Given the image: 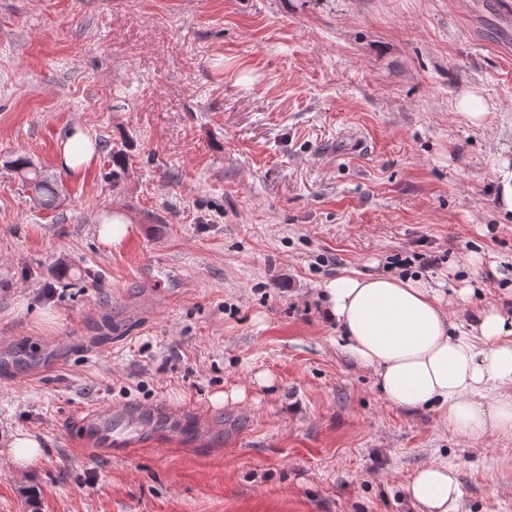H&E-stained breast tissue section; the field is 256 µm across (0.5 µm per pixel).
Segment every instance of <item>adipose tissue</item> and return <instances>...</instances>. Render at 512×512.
I'll return each mask as SVG.
<instances>
[{
  "label": "adipose tissue",
  "mask_w": 512,
  "mask_h": 512,
  "mask_svg": "<svg viewBox=\"0 0 512 512\" xmlns=\"http://www.w3.org/2000/svg\"><path fill=\"white\" fill-rule=\"evenodd\" d=\"M95 154L87 128L77 125L58 164L77 175ZM319 297L325 321L340 331L334 345L371 370L396 406L438 408L466 436H512L511 318L492 307L460 329L439 290L411 275H344L324 281ZM406 490L424 512H459L462 492L448 466L420 468Z\"/></svg>",
  "instance_id": "ef3b65f1"
}]
</instances>
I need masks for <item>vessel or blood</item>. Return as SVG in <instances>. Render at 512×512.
Returning a JSON list of instances; mask_svg holds the SVG:
<instances>
[{
	"instance_id": "obj_1",
	"label": "vessel or blood",
	"mask_w": 512,
	"mask_h": 512,
	"mask_svg": "<svg viewBox=\"0 0 512 512\" xmlns=\"http://www.w3.org/2000/svg\"><path fill=\"white\" fill-rule=\"evenodd\" d=\"M196 418L174 416L163 403L125 404L111 410L86 409L81 413L78 429L82 441L91 443L113 457H126L136 447L153 444L158 430L179 436L195 433Z\"/></svg>"
}]
</instances>
